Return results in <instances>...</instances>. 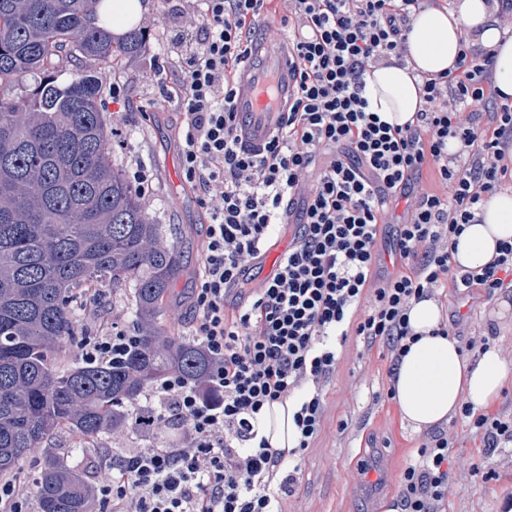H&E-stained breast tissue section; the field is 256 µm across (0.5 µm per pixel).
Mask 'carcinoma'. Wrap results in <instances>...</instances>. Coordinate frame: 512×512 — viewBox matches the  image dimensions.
I'll list each match as a JSON object with an SVG mask.
<instances>
[{"mask_svg":"<svg viewBox=\"0 0 512 512\" xmlns=\"http://www.w3.org/2000/svg\"><path fill=\"white\" fill-rule=\"evenodd\" d=\"M102 0H0V478L61 432L90 443L138 429L131 408L179 374L203 387L213 364L196 341L161 324L186 275L178 242L110 156V121L98 70L140 53L145 31L116 38ZM79 64L66 85L55 74ZM28 73L41 74L34 85ZM126 292L136 342L109 362L62 368L87 292ZM39 512H88L86 473L53 452L36 481Z\"/></svg>","mask_w":512,"mask_h":512,"instance_id":"carcinoma-1","label":"carcinoma"}]
</instances>
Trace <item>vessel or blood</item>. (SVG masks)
<instances>
[{
	"label": "vessel or blood",
	"mask_w": 512,
	"mask_h": 512,
	"mask_svg": "<svg viewBox=\"0 0 512 512\" xmlns=\"http://www.w3.org/2000/svg\"><path fill=\"white\" fill-rule=\"evenodd\" d=\"M298 86L287 48L269 49L261 36H254L249 57L235 75L233 110L243 142L265 144L279 126Z\"/></svg>",
	"instance_id": "vessel-or-blood-1"
}]
</instances>
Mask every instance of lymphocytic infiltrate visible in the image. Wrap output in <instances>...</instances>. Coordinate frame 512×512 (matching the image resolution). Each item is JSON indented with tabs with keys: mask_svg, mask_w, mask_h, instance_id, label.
Instances as JSON below:
<instances>
[{
	"mask_svg": "<svg viewBox=\"0 0 512 512\" xmlns=\"http://www.w3.org/2000/svg\"><path fill=\"white\" fill-rule=\"evenodd\" d=\"M201 33L178 40L181 166L211 222L197 275L191 333L215 364L210 391L177 375L136 412L141 434L173 425L175 440L115 448L96 489L111 512H285L296 470L325 413L324 389L348 337L383 344L399 362L419 338L414 302L440 289L512 291V243L476 271L450 264L455 236L477 223L489 195L512 180V97L497 94L491 50L465 49L453 71L423 78V109L393 126L368 111L364 76L406 66L414 15L448 0H194ZM284 14L300 82L278 131L258 150L238 143L231 74L247 58L260 17ZM434 170V186L423 184ZM404 203L378 273L382 215ZM298 222L275 276L248 269L268 249L285 210ZM218 399H211V392ZM293 402L296 444L259 437L264 406ZM485 448L512 447V408H460ZM454 443L437 431L402 467L401 512H446Z\"/></svg>",
	"mask_w": 512,
	"mask_h": 512,
	"instance_id": "obj_1",
	"label": "lymphocytic infiltrate"
}]
</instances>
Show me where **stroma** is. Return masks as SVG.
<instances>
[{
  "label": "stroma",
  "mask_w": 512,
  "mask_h": 512,
  "mask_svg": "<svg viewBox=\"0 0 512 512\" xmlns=\"http://www.w3.org/2000/svg\"><path fill=\"white\" fill-rule=\"evenodd\" d=\"M142 2L140 23L149 30L144 48L100 74L108 111L129 123L126 142L114 147L112 161L124 171L141 165L152 174L150 213L156 223L165 225L169 236L178 239L192 276L198 271L208 215L185 181L177 135L180 108L176 101L164 100L163 89L174 86L180 76L169 62L175 39L197 32L201 18L183 0ZM116 85L121 88L117 105L111 102ZM504 300L512 304V294L488 297L478 291L465 303L447 289L440 304L447 315L465 311L459 327L462 338L496 327V348L512 367V312L503 318L497 315ZM80 323L95 339L116 326L129 329L128 303L104 293ZM389 365L386 347L369 348L359 337L348 338L345 357L325 390L321 431L312 447L296 458L300 479L286 503L288 512H390L396 505L401 468L415 455L422 435L403 422L396 401L386 397ZM342 421L347 424L343 431L338 428ZM444 428L456 440L462 473L448 496V512H498L503 498L512 493V450L487 454L480 437L460 421H447ZM474 463L495 471L496 480L485 483L471 478Z\"/></svg>",
  "instance_id": "1"
}]
</instances>
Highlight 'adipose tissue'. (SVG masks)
<instances>
[{
  "label": "adipose tissue",
  "mask_w": 512,
  "mask_h": 512,
  "mask_svg": "<svg viewBox=\"0 0 512 512\" xmlns=\"http://www.w3.org/2000/svg\"><path fill=\"white\" fill-rule=\"evenodd\" d=\"M500 8L488 0H454L448 11L426 10L410 24L407 41L410 60L420 71L412 78L407 69L379 67L365 76L364 95L370 111L391 124H404L422 109V77H438L452 70L460 49L462 31H470L475 45L495 52L496 87L512 96V29L499 20ZM512 241V193L491 196L483 208V221L465 225L451 254L454 267L472 271L496 255L499 242ZM441 309L432 301L413 305L410 324L419 332L400 361L395 375V400L401 418L413 431L421 432L445 422L462 402L475 408L488 407L500 395L512 369L502 362L497 348H490L477 361H469L450 336L433 335ZM292 404L264 407L258 428L276 448L293 446L295 429Z\"/></svg>",
  "instance_id": "obj_1"
}]
</instances>
